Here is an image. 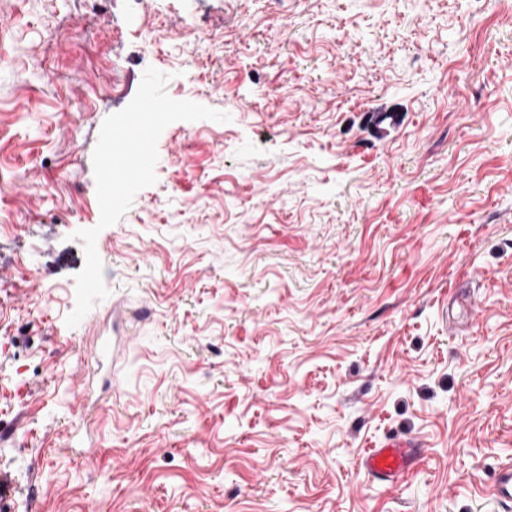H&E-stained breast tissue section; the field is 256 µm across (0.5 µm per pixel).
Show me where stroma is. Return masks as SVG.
Returning <instances> with one entry per match:
<instances>
[{"instance_id": "35a3bbf8", "label": "stroma", "mask_w": 512, "mask_h": 512, "mask_svg": "<svg viewBox=\"0 0 512 512\" xmlns=\"http://www.w3.org/2000/svg\"><path fill=\"white\" fill-rule=\"evenodd\" d=\"M151 67L229 120L164 129L71 328ZM502 459L512 0H0V512H497ZM421 448L424 445L412 437L390 434L365 451L358 466L372 480L394 484L414 466Z\"/></svg>"}]
</instances>
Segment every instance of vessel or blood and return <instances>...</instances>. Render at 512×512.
Instances as JSON below:
<instances>
[{"label": "vessel or blood", "instance_id": "obj_1", "mask_svg": "<svg viewBox=\"0 0 512 512\" xmlns=\"http://www.w3.org/2000/svg\"><path fill=\"white\" fill-rule=\"evenodd\" d=\"M420 441L399 435H387L361 456L358 466L369 478L385 484L404 477L421 456ZM491 495L512 504V465L502 466L490 486Z\"/></svg>", "mask_w": 512, "mask_h": 512}]
</instances>
